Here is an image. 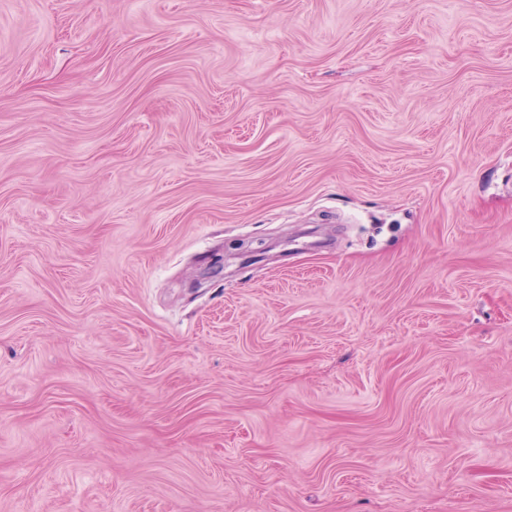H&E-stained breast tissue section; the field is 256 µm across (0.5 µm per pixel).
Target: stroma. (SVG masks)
Here are the masks:
<instances>
[{"mask_svg": "<svg viewBox=\"0 0 512 512\" xmlns=\"http://www.w3.org/2000/svg\"><path fill=\"white\" fill-rule=\"evenodd\" d=\"M0 512H512V0H0Z\"/></svg>", "mask_w": 512, "mask_h": 512, "instance_id": "obj_1", "label": "stroma"}]
</instances>
